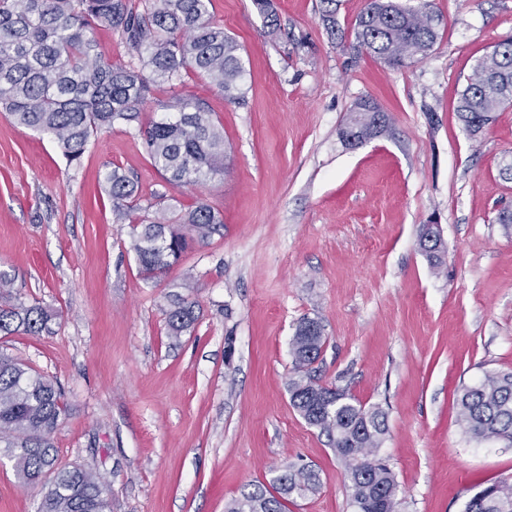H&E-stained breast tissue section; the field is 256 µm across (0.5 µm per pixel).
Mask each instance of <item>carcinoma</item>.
<instances>
[{
  "label": "carcinoma",
  "mask_w": 512,
  "mask_h": 512,
  "mask_svg": "<svg viewBox=\"0 0 512 512\" xmlns=\"http://www.w3.org/2000/svg\"><path fill=\"white\" fill-rule=\"evenodd\" d=\"M264 26L279 29L274 0H254ZM211 0H0V108L28 128L52 135L69 162H80L91 136L116 125L136 129L156 169L175 188L198 186L224 173V129L200 102L179 95L165 104L169 116L147 124L142 107L161 84L173 88L189 70L224 91L244 97L240 46L212 20ZM321 19L330 34L346 32L336 22V0H321ZM440 18L428 5L414 12L398 0H366L352 28L357 50L392 68L425 55L439 37ZM105 27L138 56V65L114 62L102 54L95 30ZM512 102V40L482 57L461 91L457 118L470 134L492 123ZM372 99L358 100L350 113L359 131L383 134L387 117ZM113 212L133 224L143 274L150 278L178 262L186 249V224L205 240L221 223L218 213L199 202L174 215L164 196L141 205L137 184L115 167L105 177ZM143 213L136 218L134 213ZM52 315L39 306L0 304V335L48 329ZM196 320L195 302L175 297L167 311L172 336ZM324 344L319 322L303 317L292 339L293 408L325 433L350 478L354 512H396L393 472L376 457L386 432L382 411L355 401L347 392L323 385L314 364ZM459 421L471 437L512 447V372L487 373L465 386L457 399ZM67 405L53 381L12 357L0 354V440L27 483L54 474L40 512H107L95 475L81 466H58L52 435ZM316 474L286 466L274 479V492L257 487L241 493L227 512H286L289 499L302 497ZM465 512H512V482L495 481L473 495Z\"/></svg>",
  "instance_id": "cac0c4a2"
}]
</instances>
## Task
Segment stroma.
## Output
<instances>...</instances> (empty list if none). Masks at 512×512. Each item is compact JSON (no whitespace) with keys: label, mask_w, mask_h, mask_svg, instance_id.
I'll return each instance as SVG.
<instances>
[{"label":"stroma","mask_w":512,"mask_h":512,"mask_svg":"<svg viewBox=\"0 0 512 512\" xmlns=\"http://www.w3.org/2000/svg\"><path fill=\"white\" fill-rule=\"evenodd\" d=\"M443 24L428 54L394 69L331 38L320 0H275L268 34L252 0H212L241 46L243 99L194 72L171 93L207 106L224 129L226 170L177 189L140 137L117 125L80 163L0 112V271L9 303L53 319L37 336H0V352L56 382L67 413L53 435L60 465L100 475L111 512H225L292 464L319 484L287 512H353L347 467L290 403L292 338L317 319L323 383L381 408L377 450L398 484V512H464L482 487L512 477V447L467 434L460 390L512 371V106L477 136L456 116L477 61L512 40V0H428ZM370 98L388 119L351 149L339 136ZM120 167L141 198L181 213L202 201L223 224L180 261L145 277L131 226L104 178ZM441 225L432 265L421 225ZM197 320L170 336L173 296ZM0 445V512H38Z\"/></svg>","instance_id":"obj_1"}]
</instances>
